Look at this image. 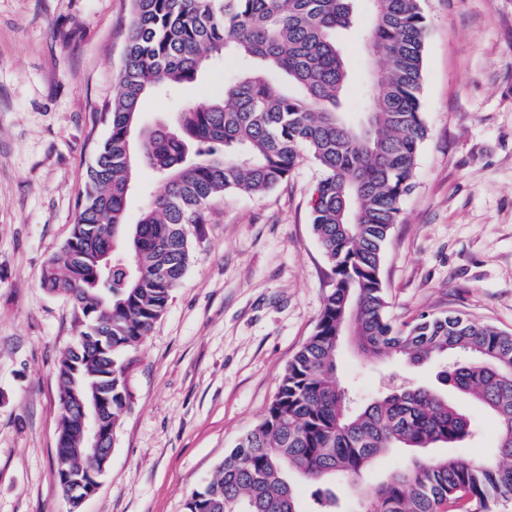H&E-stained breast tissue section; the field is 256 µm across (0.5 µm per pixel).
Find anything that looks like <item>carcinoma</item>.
<instances>
[{"instance_id":"carcinoma-1","label":"carcinoma","mask_w":512,"mask_h":512,"mask_svg":"<svg viewBox=\"0 0 512 512\" xmlns=\"http://www.w3.org/2000/svg\"><path fill=\"white\" fill-rule=\"evenodd\" d=\"M358 0H132L119 93L70 236L40 282L67 296L77 336L58 363L62 386L83 399L112 394V431L128 405L126 375L193 259L188 227L206 223L215 199L273 190L308 156L321 176L312 227L333 279L315 333L289 362L261 422L191 493L186 512H301L294 475L321 484L314 512H335L329 485L357 484L391 448L411 456L362 497L360 512H489L512 497V333L449 312L394 324L380 278L385 245L414 188L427 134L421 108L427 18L421 0H364L370 55L387 75L363 95L359 119L339 111L348 69L338 35L357 27ZM240 73L222 99L190 104L172 125L141 132L149 93L193 83L218 62ZM162 184L134 224L126 204L137 162ZM349 339L374 360L420 365L453 357L440 373L497 424L481 460L457 448L469 416L432 388L402 383L354 402L336 383V353ZM54 475L65 496L90 483L101 460L86 448L80 414L60 406Z\"/></svg>"}]
</instances>
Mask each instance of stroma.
Wrapping results in <instances>:
<instances>
[{"label": "stroma", "mask_w": 512, "mask_h": 512, "mask_svg": "<svg viewBox=\"0 0 512 512\" xmlns=\"http://www.w3.org/2000/svg\"><path fill=\"white\" fill-rule=\"evenodd\" d=\"M429 24L422 111L427 136L415 188L385 246L388 315L457 312L512 332V0H423ZM132 0H0V512H68L54 477L57 365L75 337L72 304L40 285L68 238L86 172L107 129ZM353 112L371 58L359 31L340 38ZM223 67L166 96L140 120L169 123L224 91ZM320 172L303 161L261 195L210 204L191 229L194 258L138 347L98 493L78 512H184L189 495L258 424L289 362L316 328L330 269L313 234ZM442 361L377 362L343 346L336 379L366 399L404 379L439 388ZM475 439L496 429L463 397Z\"/></svg>", "instance_id": "obj_1"}]
</instances>
